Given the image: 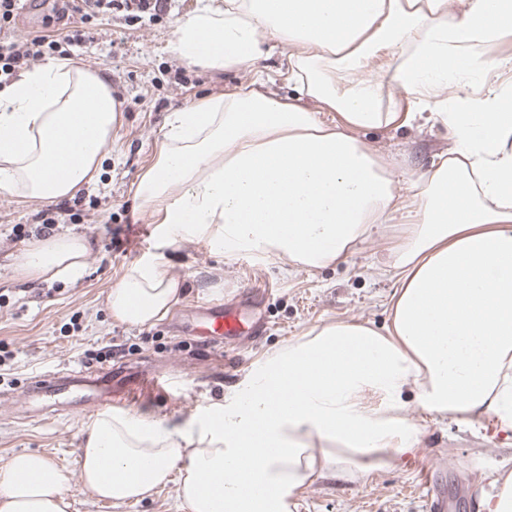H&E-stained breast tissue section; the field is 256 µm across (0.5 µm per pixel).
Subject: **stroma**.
Here are the masks:
<instances>
[{
	"label": "stroma",
	"mask_w": 512,
	"mask_h": 512,
	"mask_svg": "<svg viewBox=\"0 0 512 512\" xmlns=\"http://www.w3.org/2000/svg\"><path fill=\"white\" fill-rule=\"evenodd\" d=\"M196 6L197 0H166L153 16L116 12L106 24L71 20L72 33L83 39L72 47V59L109 77L121 96V118L110 134L98 181L80 189V202L69 197L58 203L30 201L0 190V351L8 353L0 360V464L22 451L37 452L77 481L84 426L93 412L75 417L59 411L37 419L23 395L35 376L59 367H155L173 385L171 397L136 402L127 413L186 426L235 390L256 360L311 327L330 320L378 326L390 321L395 283L371 269L386 261L408 230L416 207L410 180L454 147L442 123L359 132L367 147L388 159L403 206L334 266L313 269L247 254L227 258L201 241L160 238L152 218L137 209L138 180L155 161L170 114L252 80L245 72L190 71L171 55L168 44L177 20ZM60 204L70 207L72 218L57 225V234L80 236L88 246L81 275L18 277L15 268L23 253L43 239L42 221ZM144 257L178 277L181 293L167 318L135 327L111 317L107 295L126 268ZM214 301L234 304L244 321L261 318L263 335L202 345L190 328L199 321L200 307ZM108 345L111 357H99ZM406 401L410 416L425 427L414 453L389 471L316 480L290 497L291 512H426L419 469L432 465L436 489L452 496L450 512H486L483 501L493 478L512 472V440L500 438L493 421L459 425L424 413L414 395ZM74 499V512H185L172 483L118 508L93 502L79 490Z\"/></svg>",
	"instance_id": "stroma-1"
}]
</instances>
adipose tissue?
<instances>
[{"label":"adipose tissue","instance_id":"adipose-tissue-1","mask_svg":"<svg viewBox=\"0 0 512 512\" xmlns=\"http://www.w3.org/2000/svg\"><path fill=\"white\" fill-rule=\"evenodd\" d=\"M512 32V0H198L171 54L214 72L252 70L287 49L281 75L230 88L168 120L136 189L161 236L205 240L225 256L344 261L386 222L397 194L386 164L357 137L438 114L457 148L418 184L410 233L385 272L397 288L389 325L329 321L255 362L196 427L124 413L84 429L78 485L93 500L139 501L169 482L189 512H288L316 479L396 468L429 414L494 419L512 434V113L483 48ZM370 71L363 82L356 74ZM479 74L483 97L440 111L449 79ZM331 113L324 121L322 113ZM121 115L106 76L50 60L0 87V189L54 201L91 183ZM78 236L34 242L23 274L78 275ZM179 300L151 258L108 296L112 316L143 326ZM276 455H265L268 446ZM65 475L23 452L0 465V512H72Z\"/></svg>","mask_w":512,"mask_h":512}]
</instances>
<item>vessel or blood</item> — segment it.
<instances>
[{
  "label": "vessel or blood",
  "instance_id": "1",
  "mask_svg": "<svg viewBox=\"0 0 512 512\" xmlns=\"http://www.w3.org/2000/svg\"><path fill=\"white\" fill-rule=\"evenodd\" d=\"M206 319L215 337L233 338L239 334V318L235 310L214 302L206 307ZM166 394L165 382L147 370L131 372L68 366L33 381L30 395L50 406H64L72 414L90 409L123 405L136 393Z\"/></svg>",
  "mask_w": 512,
  "mask_h": 512
}]
</instances>
